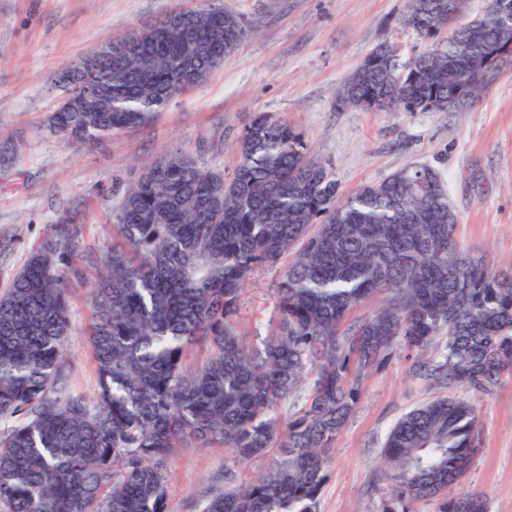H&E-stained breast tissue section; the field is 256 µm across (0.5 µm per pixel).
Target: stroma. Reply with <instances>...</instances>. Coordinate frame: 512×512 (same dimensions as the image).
I'll return each instance as SVG.
<instances>
[{
    "label": "stroma",
    "mask_w": 512,
    "mask_h": 512,
    "mask_svg": "<svg viewBox=\"0 0 512 512\" xmlns=\"http://www.w3.org/2000/svg\"><path fill=\"white\" fill-rule=\"evenodd\" d=\"M224 6L258 21L205 81L149 123L76 146L45 128L53 83L81 57L163 19L177 8ZM408 0H0V290L9 286L54 225L76 222L84 261L59 265L73 329L66 346L72 388L90 396L96 363L86 335L91 290L112 247V207L142 166L166 151L192 154L232 173L239 137L259 113L300 129L342 192L379 182L411 163L442 176L461 250L512 273V64L468 112H387L336 106L339 88L378 45L400 61L423 48L401 23ZM277 273L253 276L239 320L257 342L269 330ZM396 356L365 378L328 464L319 512H379L374 485L382 442L396 420L431 397ZM482 445L466 474L489 512H512V376L479 400ZM224 448H182L170 463L168 512H196L224 485Z\"/></svg>",
    "instance_id": "1"
}]
</instances>
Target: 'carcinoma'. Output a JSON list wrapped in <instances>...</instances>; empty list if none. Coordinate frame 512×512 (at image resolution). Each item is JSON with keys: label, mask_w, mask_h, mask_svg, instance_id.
<instances>
[{"label": "carcinoma", "mask_w": 512, "mask_h": 512, "mask_svg": "<svg viewBox=\"0 0 512 512\" xmlns=\"http://www.w3.org/2000/svg\"><path fill=\"white\" fill-rule=\"evenodd\" d=\"M469 0H410L403 18L425 44L399 74L389 46L373 49L342 86L339 108L468 112L491 83L495 50H512V0L445 30ZM134 33L147 47L104 60L85 81L112 87L97 112H53L46 130L89 144L148 123L182 81L202 82L257 28L224 8L179 10ZM472 98L457 97L460 72ZM113 210L88 339L92 397L71 386L68 286L57 262L83 259L77 228L61 225L0 294V512H167L180 448L221 446L224 490L198 512H319L327 464L360 396V380L399 353L439 390L493 394L512 375V276L473 265L448 221V190L432 167L409 164L339 192L297 128L269 113L239 138L231 176L169 150L146 165ZM285 263L275 318L261 346L238 320L252 275ZM380 297L368 314L355 312ZM209 344L186 365L189 350ZM481 445L466 396L429 400L399 418L382 446L381 512H489L461 480Z\"/></svg>", "instance_id": "obj_1"}]
</instances>
